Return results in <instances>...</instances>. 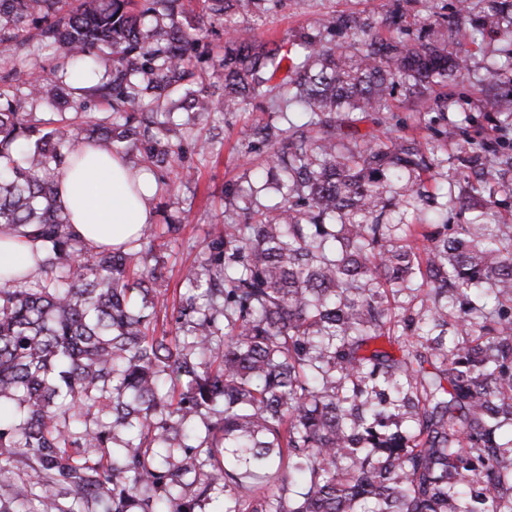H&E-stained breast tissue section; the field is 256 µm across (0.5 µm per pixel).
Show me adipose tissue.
Masks as SVG:
<instances>
[{
	"label": "adipose tissue",
	"mask_w": 512,
	"mask_h": 512,
	"mask_svg": "<svg viewBox=\"0 0 512 512\" xmlns=\"http://www.w3.org/2000/svg\"><path fill=\"white\" fill-rule=\"evenodd\" d=\"M79 159L59 178V199L71 215L73 230L96 246L114 247L134 239L140 225L150 223L154 187L134 189L135 176L120 156H108L86 145ZM34 245L14 235L0 238V273L29 275L36 268Z\"/></svg>",
	"instance_id": "obj_1"
}]
</instances>
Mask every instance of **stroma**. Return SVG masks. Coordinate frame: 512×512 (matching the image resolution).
I'll list each match as a JSON object with an SVG mask.
<instances>
[{
    "label": "stroma",
    "instance_id": "stroma-1",
    "mask_svg": "<svg viewBox=\"0 0 512 512\" xmlns=\"http://www.w3.org/2000/svg\"><path fill=\"white\" fill-rule=\"evenodd\" d=\"M387 4L388 0H282L265 22L252 25L250 33L260 39L289 42L300 32H318L321 23L343 11L380 19ZM501 45L499 36L493 32L476 43L464 29L448 39L449 51L463 57L471 74L478 77L495 61ZM391 104V111L371 114L359 122L360 132L374 131L382 125L409 136H423L420 105L406 99L400 90L396 91ZM493 114L488 97L480 87L460 79L449 85L447 117L462 121L464 137L491 140L502 135L492 120ZM268 121L279 124L283 118L266 105L253 102L236 112L212 114L194 127L195 137L206 141L211 148L206 157L196 162L198 184L194 187L178 185L163 193L158 198L162 210L152 213V221L158 225L167 216L184 220L179 238L165 249L168 257L165 288L180 287L182 271L193 261L210 226L223 223L232 214V205L224 201V186L239 180L245 171L247 144L243 132L251 124Z\"/></svg>",
    "mask_w": 512,
    "mask_h": 512
}]
</instances>
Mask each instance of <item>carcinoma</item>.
I'll return each instance as SVG.
<instances>
[{
	"label": "carcinoma",
	"mask_w": 512,
	"mask_h": 512,
	"mask_svg": "<svg viewBox=\"0 0 512 512\" xmlns=\"http://www.w3.org/2000/svg\"><path fill=\"white\" fill-rule=\"evenodd\" d=\"M184 2L0 0V234L43 247L36 281L0 284V401L15 405L0 418V512H512V439L499 434L512 415V225L498 223L509 142L472 140L456 156L481 191L450 234L406 219L459 200L414 189L440 174L429 142L339 133L355 112L391 111L398 86L448 111L444 88L466 65L448 57L445 19L409 44L343 13L329 21L343 42L301 36L285 50L238 29L282 0H199L193 20ZM408 4L389 0L385 22ZM218 26L224 83L189 89ZM482 26L512 34V0H489ZM32 43L63 67L109 58L88 91L110 114L74 113V138L36 117L78 88L24 69L16 50ZM256 100L306 116L246 133L248 150L268 148L280 201L226 185L242 217L207 234L173 301L153 288L165 269L153 243L183 225L145 224L112 248L72 230L57 189L75 144L187 184V151L209 149L191 139L194 115ZM494 109L512 128V87ZM425 125L443 141L461 132ZM137 245L152 266L139 268ZM413 285L420 306H395ZM450 332L472 341L450 344ZM380 338L402 358L361 354ZM400 421L414 427L392 429Z\"/></svg>",
	"instance_id": "carcinoma-1"
}]
</instances>
